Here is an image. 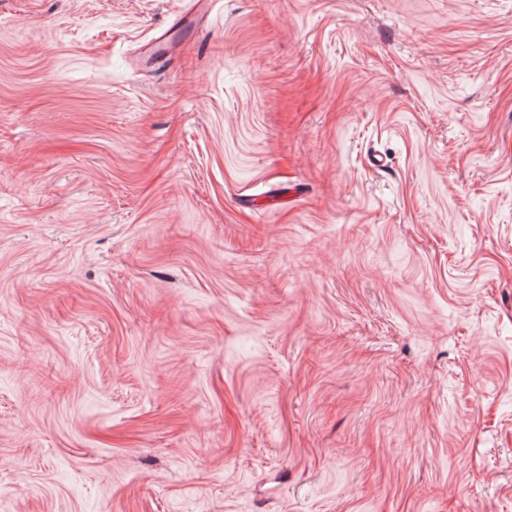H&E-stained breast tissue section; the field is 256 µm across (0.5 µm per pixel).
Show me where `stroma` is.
<instances>
[{
    "mask_svg": "<svg viewBox=\"0 0 512 512\" xmlns=\"http://www.w3.org/2000/svg\"><path fill=\"white\" fill-rule=\"evenodd\" d=\"M193 2L0 0V512H512V0Z\"/></svg>",
    "mask_w": 512,
    "mask_h": 512,
    "instance_id": "35a3bbf8",
    "label": "stroma"
}]
</instances>
